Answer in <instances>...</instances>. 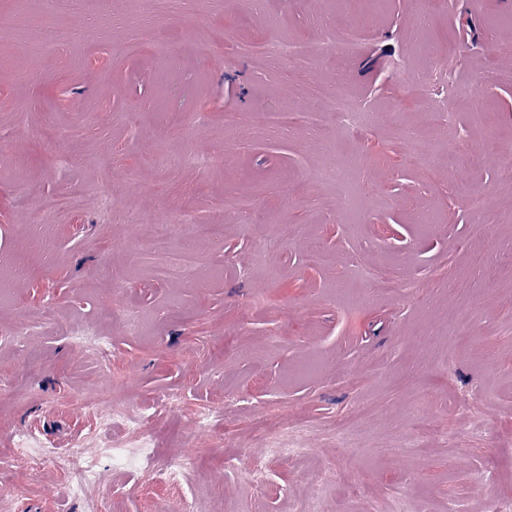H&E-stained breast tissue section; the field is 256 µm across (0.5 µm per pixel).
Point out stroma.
Returning <instances> with one entry per match:
<instances>
[{"instance_id": "stroma-1", "label": "stroma", "mask_w": 512, "mask_h": 512, "mask_svg": "<svg viewBox=\"0 0 512 512\" xmlns=\"http://www.w3.org/2000/svg\"><path fill=\"white\" fill-rule=\"evenodd\" d=\"M56 28L74 42L52 46ZM352 29L356 55L321 52ZM266 40L304 43L310 66L257 51ZM507 44L512 0H111L94 18L0 0L12 512H85L68 468L10 459L21 435L66 454L90 443L109 404L147 416L146 468L193 456L196 512H390L398 499L495 512L512 499V84L474 78L512 69ZM339 95L370 114L365 133L224 138L239 113ZM70 192L80 210L42 208ZM468 196L490 206L478 234ZM166 213L224 227L180 279L151 249ZM385 266L410 287L376 288ZM83 326L104 355L75 342ZM268 420L302 424L308 452L268 457ZM99 471V512H176L167 485L105 456Z\"/></svg>"}]
</instances>
